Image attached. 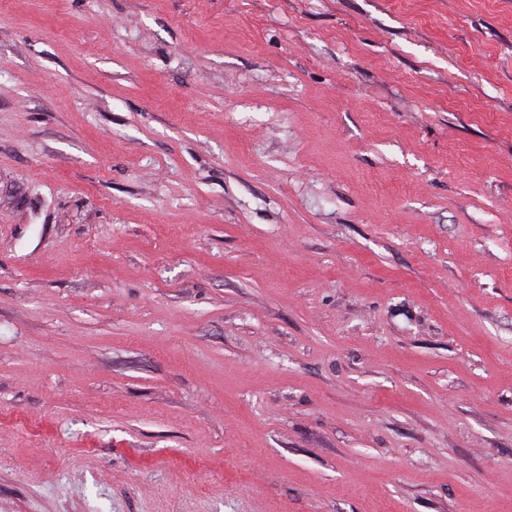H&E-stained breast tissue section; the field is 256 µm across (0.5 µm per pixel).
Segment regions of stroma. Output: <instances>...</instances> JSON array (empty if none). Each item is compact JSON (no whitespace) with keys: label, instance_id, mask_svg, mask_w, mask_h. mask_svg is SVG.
<instances>
[{"label":"stroma","instance_id":"35a3bbf8","mask_svg":"<svg viewBox=\"0 0 512 512\" xmlns=\"http://www.w3.org/2000/svg\"><path fill=\"white\" fill-rule=\"evenodd\" d=\"M0 512H512V0H0Z\"/></svg>","mask_w":512,"mask_h":512}]
</instances>
